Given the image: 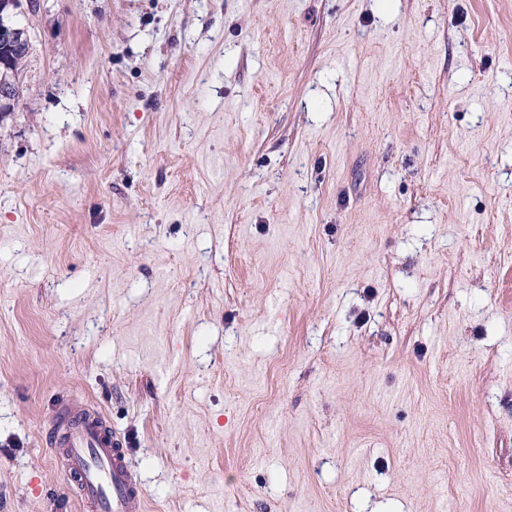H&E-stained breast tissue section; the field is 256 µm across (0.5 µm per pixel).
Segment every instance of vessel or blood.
<instances>
[{
    "label": "vessel or blood",
    "instance_id": "1",
    "mask_svg": "<svg viewBox=\"0 0 512 512\" xmlns=\"http://www.w3.org/2000/svg\"><path fill=\"white\" fill-rule=\"evenodd\" d=\"M57 410L53 458L77 487L83 512H143L145 494L128 465L126 441L77 395L61 397Z\"/></svg>",
    "mask_w": 512,
    "mask_h": 512
}]
</instances>
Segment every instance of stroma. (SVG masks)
<instances>
[{"instance_id":"35a3bbf8","label":"stroma","mask_w":512,"mask_h":512,"mask_svg":"<svg viewBox=\"0 0 512 512\" xmlns=\"http://www.w3.org/2000/svg\"><path fill=\"white\" fill-rule=\"evenodd\" d=\"M0 119V512H512V0H39ZM52 432L55 463L78 489L85 512H142L145 494L129 468L126 441L76 394L61 397Z\"/></svg>"}]
</instances>
